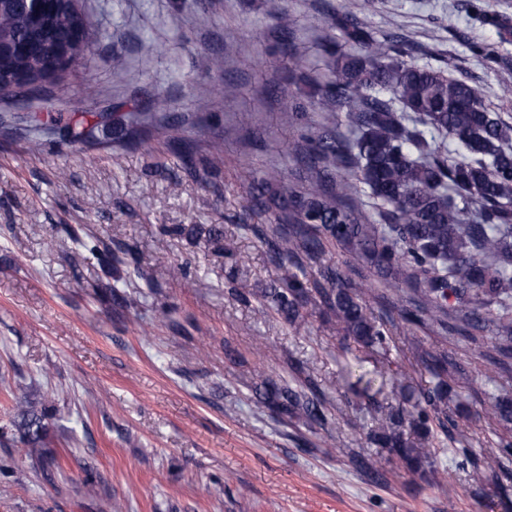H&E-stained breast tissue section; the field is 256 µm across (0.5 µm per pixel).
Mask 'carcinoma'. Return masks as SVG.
<instances>
[{
  "mask_svg": "<svg viewBox=\"0 0 512 512\" xmlns=\"http://www.w3.org/2000/svg\"><path fill=\"white\" fill-rule=\"evenodd\" d=\"M83 23L72 0H57L36 22L20 0H0V93L26 97L37 89L49 61L69 48L77 66L89 45L71 43ZM294 19L278 21L280 52L288 59L287 96L303 98L322 113V132L302 136L295 156L319 167V175L290 187L275 202L282 223L246 224L261 239L271 261L285 269L279 287L261 294V307L284 317L299 331L310 311L336 323L345 354L363 351L390 355L399 323L437 325L478 351L489 363L512 368V121L485 105L467 81L440 68L407 58L391 38L379 39L356 14L336 11V35L322 44L328 72L311 75L293 53L288 34ZM92 87L69 103V111L90 115ZM306 113L288 105L279 112L288 129L302 125ZM374 200L367 212L354 205L362 194ZM250 202L268 207L266 183L255 180ZM204 243L232 258L236 247L224 239L220 224L197 225ZM368 257L380 273H398L414 283V299L393 292L403 305L398 317H376L367 289L332 265H321L309 279L303 260L319 261L325 243ZM88 251L104 265L123 262L127 249L100 241ZM427 388L404 385L396 405L377 407V424L368 441L383 449L412 480L433 488L445 475L434 462L432 439L448 437L467 417L455 375L462 369L445 351L423 350ZM297 384L264 380L253 389L257 408L281 420H297L310 429L328 423L325 396L305 375ZM499 427L494 450L458 448L461 464L482 474L504 501L502 482L512 464V395H496L483 407ZM51 413L22 414L21 442L34 448L43 441Z\"/></svg>",
  "mask_w": 512,
  "mask_h": 512,
  "instance_id": "1",
  "label": "carcinoma"
}]
</instances>
